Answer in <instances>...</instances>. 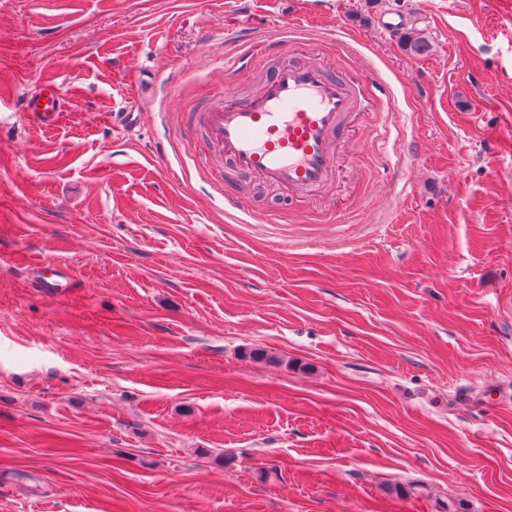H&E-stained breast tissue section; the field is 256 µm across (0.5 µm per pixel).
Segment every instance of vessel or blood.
Returning <instances> with one entry per match:
<instances>
[{"instance_id": "obj_1", "label": "vessel or blood", "mask_w": 512, "mask_h": 512, "mask_svg": "<svg viewBox=\"0 0 512 512\" xmlns=\"http://www.w3.org/2000/svg\"><path fill=\"white\" fill-rule=\"evenodd\" d=\"M366 108L361 81L331 70L320 58L271 70L259 92L233 93L191 115L193 127L220 145L238 175L286 190L303 202L335 182L350 125ZM65 100L54 84L29 93L26 120L58 125Z\"/></svg>"}]
</instances>
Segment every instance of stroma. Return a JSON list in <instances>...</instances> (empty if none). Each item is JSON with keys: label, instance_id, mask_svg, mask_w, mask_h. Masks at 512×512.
Masks as SVG:
<instances>
[{"label": "stroma", "instance_id": "35a3bbf8", "mask_svg": "<svg viewBox=\"0 0 512 512\" xmlns=\"http://www.w3.org/2000/svg\"><path fill=\"white\" fill-rule=\"evenodd\" d=\"M310 54L387 135L297 209L184 116ZM0 512H512V0H0ZM65 111V99L58 88L50 83L41 85L29 93L23 103L26 120L35 126L49 128L61 121Z\"/></svg>", "mask_w": 512, "mask_h": 512}]
</instances>
